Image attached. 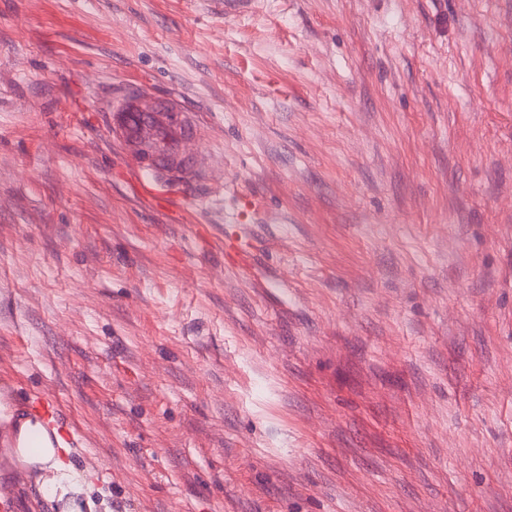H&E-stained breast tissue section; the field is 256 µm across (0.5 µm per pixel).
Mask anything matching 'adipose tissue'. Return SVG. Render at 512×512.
<instances>
[{"instance_id": "adipose-tissue-1", "label": "adipose tissue", "mask_w": 512, "mask_h": 512, "mask_svg": "<svg viewBox=\"0 0 512 512\" xmlns=\"http://www.w3.org/2000/svg\"><path fill=\"white\" fill-rule=\"evenodd\" d=\"M36 426L31 420H23L18 426L20 447L9 448L5 451L6 459L22 469H36L44 473L43 490L47 495L61 497L76 491L79 478L69 459V449L65 443L57 447L40 448L30 445L29 435Z\"/></svg>"}]
</instances>
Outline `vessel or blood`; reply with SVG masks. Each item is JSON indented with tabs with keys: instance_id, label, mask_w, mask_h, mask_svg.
<instances>
[{
	"instance_id": "obj_1",
	"label": "vessel or blood",
	"mask_w": 512,
	"mask_h": 512,
	"mask_svg": "<svg viewBox=\"0 0 512 512\" xmlns=\"http://www.w3.org/2000/svg\"><path fill=\"white\" fill-rule=\"evenodd\" d=\"M97 106L104 114L107 137L119 146L125 162L145 178L194 181L208 175L206 152L190 147L198 130L196 117L177 99L159 98L149 85L129 82L98 97ZM34 414L45 429H64L67 439L78 434L55 397H39ZM16 420L12 405L0 401L1 447H16Z\"/></svg>"
}]
</instances>
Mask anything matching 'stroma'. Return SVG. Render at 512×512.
Listing matches in <instances>:
<instances>
[{"label":"stroma","instance_id":"obj_1","mask_svg":"<svg viewBox=\"0 0 512 512\" xmlns=\"http://www.w3.org/2000/svg\"><path fill=\"white\" fill-rule=\"evenodd\" d=\"M198 113L157 194L97 85ZM55 393L74 502L512 512V0H0V397Z\"/></svg>","mask_w":512,"mask_h":512}]
</instances>
